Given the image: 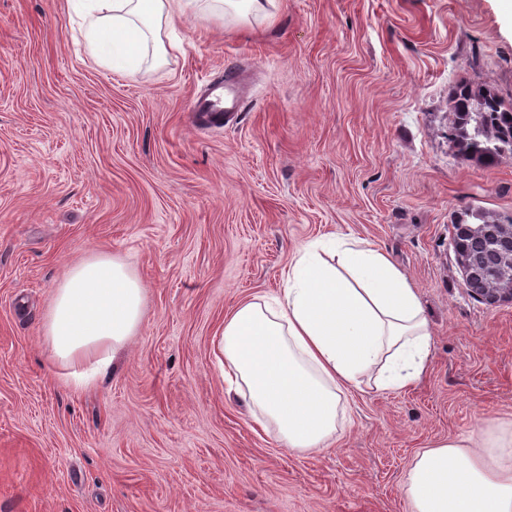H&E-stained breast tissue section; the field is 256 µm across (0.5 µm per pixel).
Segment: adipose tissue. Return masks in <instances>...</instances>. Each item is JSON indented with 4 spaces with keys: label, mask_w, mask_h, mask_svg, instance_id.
I'll return each mask as SVG.
<instances>
[{
    "label": "adipose tissue",
    "mask_w": 512,
    "mask_h": 512,
    "mask_svg": "<svg viewBox=\"0 0 512 512\" xmlns=\"http://www.w3.org/2000/svg\"><path fill=\"white\" fill-rule=\"evenodd\" d=\"M190 0H68L90 55L122 71L162 56ZM284 297L257 296L224 319V378L254 423L289 449L317 451L336 430L343 395L368 385L404 389L426 368L429 321L407 276L364 240L334 232L298 249ZM143 284L110 255L90 256L54 290L45 317L50 361L75 389L108 375L141 323ZM405 491L412 512H512V429L476 443L443 441L419 453Z\"/></svg>",
    "instance_id": "obj_1"
}]
</instances>
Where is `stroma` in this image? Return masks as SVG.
Wrapping results in <instances>:
<instances>
[{
    "mask_svg": "<svg viewBox=\"0 0 512 512\" xmlns=\"http://www.w3.org/2000/svg\"><path fill=\"white\" fill-rule=\"evenodd\" d=\"M230 24L198 0L169 49L118 72L67 0H0V512H410L417 453L512 423V303L464 285L458 212L512 214V158L448 146L453 87L512 100V0H276ZM238 69L240 112L193 94ZM336 232L387 252L431 330L420 379L350 390L328 448L286 450L224 382V316L282 295ZM103 252L142 322L86 390L51 369L44 317Z\"/></svg>",
    "mask_w": 512,
    "mask_h": 512,
    "instance_id": "1",
    "label": "stroma"
}]
</instances>
